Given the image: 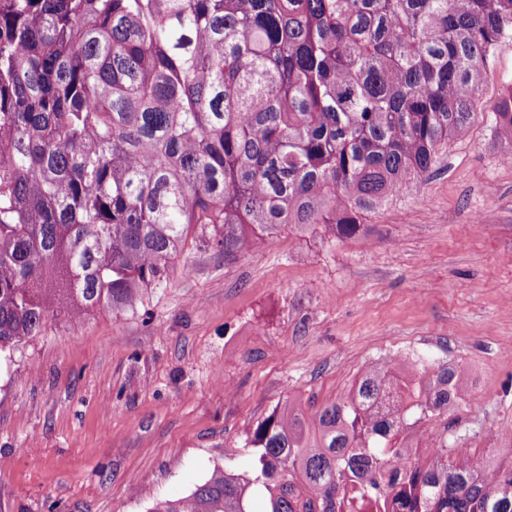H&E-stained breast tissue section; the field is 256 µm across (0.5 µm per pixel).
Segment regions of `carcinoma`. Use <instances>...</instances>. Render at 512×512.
<instances>
[{"label":"carcinoma","instance_id":"cac0c4a2","mask_svg":"<svg viewBox=\"0 0 512 512\" xmlns=\"http://www.w3.org/2000/svg\"><path fill=\"white\" fill-rule=\"evenodd\" d=\"M506 38L512 0H0V352L135 311L190 243L359 235L471 124L512 138L511 81L478 107ZM463 376L368 364L252 424L251 471L147 512H512V458L406 444Z\"/></svg>","mask_w":512,"mask_h":512}]
</instances>
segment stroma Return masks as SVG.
Wrapping results in <instances>:
<instances>
[{
    "instance_id": "35a3bbf8",
    "label": "stroma",
    "mask_w": 512,
    "mask_h": 512,
    "mask_svg": "<svg viewBox=\"0 0 512 512\" xmlns=\"http://www.w3.org/2000/svg\"><path fill=\"white\" fill-rule=\"evenodd\" d=\"M508 81L511 39L480 106ZM511 152L472 124L362 235L286 228L233 259L191 245L136 311L56 318L0 354V512H147L214 466L248 472L250 425L291 399L340 398L401 349L463 367L458 421L425 426L489 454L488 434L512 428Z\"/></svg>"
}]
</instances>
